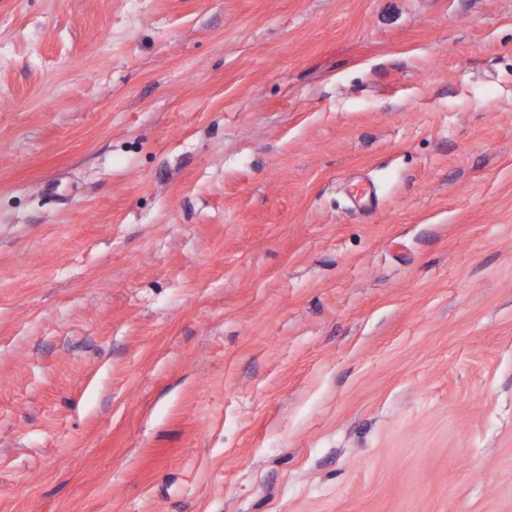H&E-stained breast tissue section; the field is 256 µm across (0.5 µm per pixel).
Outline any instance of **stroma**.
<instances>
[{
  "instance_id": "35a3bbf8",
  "label": "stroma",
  "mask_w": 512,
  "mask_h": 512,
  "mask_svg": "<svg viewBox=\"0 0 512 512\" xmlns=\"http://www.w3.org/2000/svg\"><path fill=\"white\" fill-rule=\"evenodd\" d=\"M0 512H512V0H0Z\"/></svg>"
}]
</instances>
